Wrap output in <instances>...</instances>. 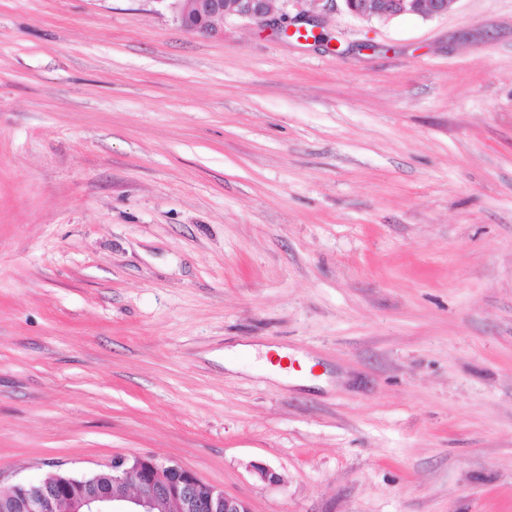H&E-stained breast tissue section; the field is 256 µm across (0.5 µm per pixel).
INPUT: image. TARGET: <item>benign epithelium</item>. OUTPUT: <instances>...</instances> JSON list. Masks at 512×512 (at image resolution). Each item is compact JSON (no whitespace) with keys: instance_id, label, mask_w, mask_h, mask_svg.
<instances>
[{"instance_id":"1","label":"benign epithelium","mask_w":512,"mask_h":512,"mask_svg":"<svg viewBox=\"0 0 512 512\" xmlns=\"http://www.w3.org/2000/svg\"><path fill=\"white\" fill-rule=\"evenodd\" d=\"M173 11L180 26L193 33L215 36L216 20H245L280 36L306 33L318 24L300 12L294 24L284 11L275 14L271 0H159ZM345 9L364 20H385L413 15L437 16L448 12V0H342ZM166 501L174 512H251L249 504L229 497L196 473L153 457L120 458L91 478L51 474L38 484L18 482L0 496V512H161Z\"/></svg>"}]
</instances>
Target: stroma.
<instances>
[{"label": "stroma", "instance_id": "obj_1", "mask_svg": "<svg viewBox=\"0 0 512 512\" xmlns=\"http://www.w3.org/2000/svg\"><path fill=\"white\" fill-rule=\"evenodd\" d=\"M315 10L0 0V492L148 455L251 512H512V0ZM173 11L180 26L193 33L215 36L220 29L216 19L245 20L264 30H270L280 36L292 37L297 30L305 34L307 26L314 32L319 26L307 12H300L294 24H288V14L280 12L277 17L271 0H190V6H184L183 0H159ZM345 9L364 20H385L413 15L437 16L448 13V0H342Z\"/></svg>", "mask_w": 512, "mask_h": 512}]
</instances>
